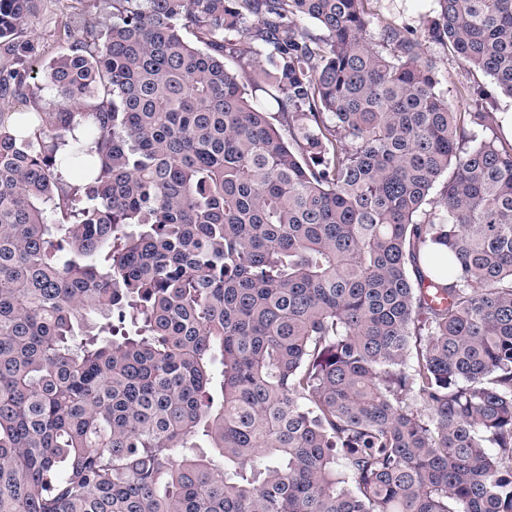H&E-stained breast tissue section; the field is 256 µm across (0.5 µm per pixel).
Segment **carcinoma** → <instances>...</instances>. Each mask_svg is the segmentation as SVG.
<instances>
[{
    "instance_id": "obj_1",
    "label": "carcinoma",
    "mask_w": 512,
    "mask_h": 512,
    "mask_svg": "<svg viewBox=\"0 0 512 512\" xmlns=\"http://www.w3.org/2000/svg\"><path fill=\"white\" fill-rule=\"evenodd\" d=\"M36 2L0 0V512H512V143L471 130L512 0H111L50 111ZM432 45L491 80L462 112ZM431 8L430 0H385L380 4L378 13L416 25L418 20L428 14Z\"/></svg>"
}]
</instances>
